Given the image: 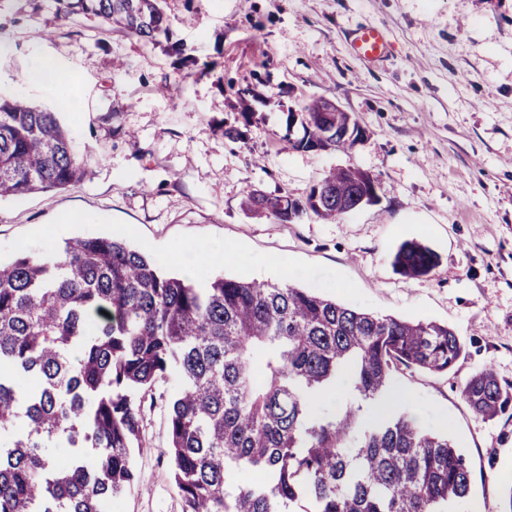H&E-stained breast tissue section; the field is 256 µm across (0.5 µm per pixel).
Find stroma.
<instances>
[{"instance_id": "stroma-1", "label": "stroma", "mask_w": 512, "mask_h": 512, "mask_svg": "<svg viewBox=\"0 0 512 512\" xmlns=\"http://www.w3.org/2000/svg\"><path fill=\"white\" fill-rule=\"evenodd\" d=\"M156 42L108 29L93 15L62 18L53 0H0V93L57 111L89 174L62 190L0 200V255L86 235L126 238L168 258L223 241L236 260L210 276L313 288L380 316L453 327L465 353L448 373L403 369L393 386L411 412L447 429L473 467L471 500L502 512L512 484V406L486 418L460 389L489 368L512 386V0H161ZM371 24L389 41L378 63L349 37ZM54 59L73 85L20 89L16 75ZM324 98L367 135L344 150L302 151L288 116ZM247 125V138L224 136ZM380 184L375 203L333 221L284 223L249 212L247 194L303 198L332 168ZM79 212L82 223L65 222ZM417 240L435 269L392 265ZM161 406L143 409L134 463L147 485L112 512H183Z\"/></svg>"}]
</instances>
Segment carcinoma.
I'll return each mask as SVG.
<instances>
[{
    "label": "carcinoma",
    "mask_w": 512,
    "mask_h": 512,
    "mask_svg": "<svg viewBox=\"0 0 512 512\" xmlns=\"http://www.w3.org/2000/svg\"><path fill=\"white\" fill-rule=\"evenodd\" d=\"M147 42L166 31L160 0H54ZM295 149L336 143V113L306 112ZM358 169L328 173L303 199L251 192L282 222L355 209ZM88 174L56 113L0 95V198L66 188ZM438 257L401 244L395 270ZM463 353L434 321L378 316L294 284L175 277L113 236L13 249L0 260V512H110L137 489L142 408L157 384L183 512H448L466 501L469 460L448 433L387 400L399 367L448 372ZM344 387L333 410L315 399ZM477 414L505 411L488 369L461 388ZM66 448L65 454L56 449Z\"/></svg>",
    "instance_id": "carcinoma-1"
}]
</instances>
